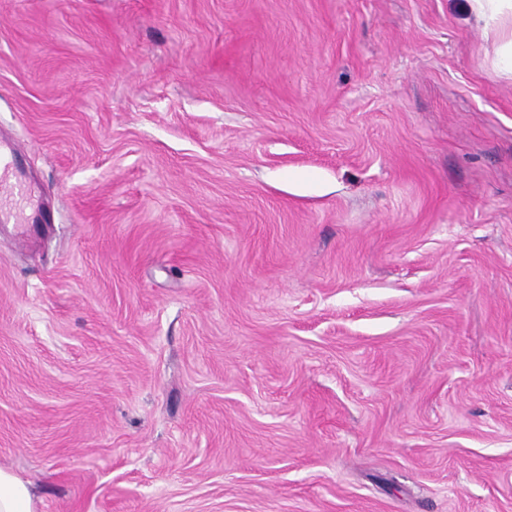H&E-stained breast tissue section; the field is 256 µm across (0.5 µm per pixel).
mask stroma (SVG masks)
<instances>
[{
	"label": "stroma",
	"instance_id": "stroma-1",
	"mask_svg": "<svg viewBox=\"0 0 512 512\" xmlns=\"http://www.w3.org/2000/svg\"><path fill=\"white\" fill-rule=\"evenodd\" d=\"M494 48L468 0H0L39 512H512Z\"/></svg>",
	"mask_w": 512,
	"mask_h": 512
}]
</instances>
